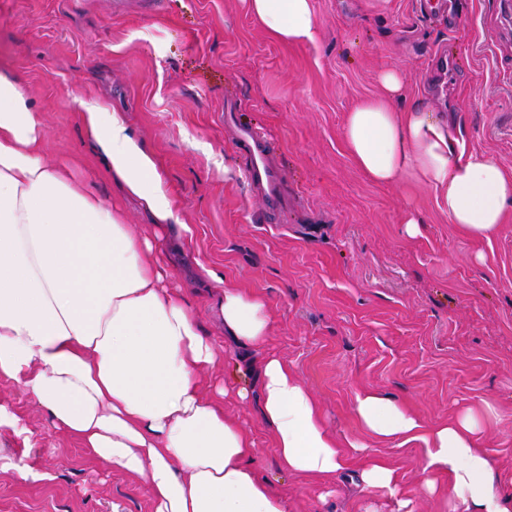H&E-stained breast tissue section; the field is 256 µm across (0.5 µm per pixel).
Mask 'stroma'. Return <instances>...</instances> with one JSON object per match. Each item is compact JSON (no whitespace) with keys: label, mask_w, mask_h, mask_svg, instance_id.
Here are the masks:
<instances>
[{"label":"stroma","mask_w":512,"mask_h":512,"mask_svg":"<svg viewBox=\"0 0 512 512\" xmlns=\"http://www.w3.org/2000/svg\"><path fill=\"white\" fill-rule=\"evenodd\" d=\"M311 0L315 42L271 36L249 0H0V74L44 118L43 150L76 184L121 211L135 234L151 215L107 172L73 104L95 97L151 154L182 234L173 285L217 349L205 385L258 388L266 355L310 390L332 434L385 459L416 512H448V477L422 491L416 444L371 441L354 412L380 390L429 422L482 412L498 486L512 487V216L492 240L455 231L432 191L371 184L342 142L348 112L377 95L379 72L406 78L407 103L448 122L466 151L512 170V12L505 0ZM270 141L293 206L265 220L224 100ZM423 223L408 235L403 219ZM263 295L272 326L247 351L224 331L225 286ZM0 512H153L139 478L107 469L52 426L35 397L0 375ZM250 431L253 468L289 512H392L357 478L284 471L257 398L228 396Z\"/></svg>","instance_id":"stroma-1"}]
</instances>
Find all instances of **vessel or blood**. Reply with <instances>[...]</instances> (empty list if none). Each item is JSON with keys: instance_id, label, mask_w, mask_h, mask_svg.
<instances>
[{"instance_id": "obj_1", "label": "vessel or blood", "mask_w": 512, "mask_h": 512, "mask_svg": "<svg viewBox=\"0 0 512 512\" xmlns=\"http://www.w3.org/2000/svg\"><path fill=\"white\" fill-rule=\"evenodd\" d=\"M224 119L235 127L236 141L246 152V175L261 194L267 215H278L284 205L283 175L273 163L272 150L256 127L240 122L235 99L225 98Z\"/></svg>"}]
</instances>
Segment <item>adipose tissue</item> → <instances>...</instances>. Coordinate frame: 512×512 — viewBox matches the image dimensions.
Masks as SVG:
<instances>
[{"mask_svg": "<svg viewBox=\"0 0 512 512\" xmlns=\"http://www.w3.org/2000/svg\"><path fill=\"white\" fill-rule=\"evenodd\" d=\"M256 18L286 43H312L310 0H250ZM380 96L360 102L343 129L356 167L376 185L411 176L434 194L456 231L491 239L512 207V173L467 152L447 123L419 102L402 103L404 76L379 74ZM84 126L113 177L157 221L174 216L153 158L124 120L80 100ZM43 120L17 80L0 74V374L43 406L54 428L82 440L112 470L142 478L154 512H288L250 466L255 442L203 391L216 348L152 238L134 235L99 197L73 187L40 150ZM224 328L245 349L264 346L272 319L258 293L228 287ZM261 417L282 468L334 480L360 443L343 450L286 361L259 370ZM355 412L375 440L417 443L422 486L448 475L453 512H512L495 484L482 416L466 411L425 423L391 395L367 390ZM396 512H415L398 476L372 460L359 473Z\"/></svg>", "mask_w": 512, "mask_h": 512, "instance_id": "obj_1", "label": "adipose tissue"}]
</instances>
